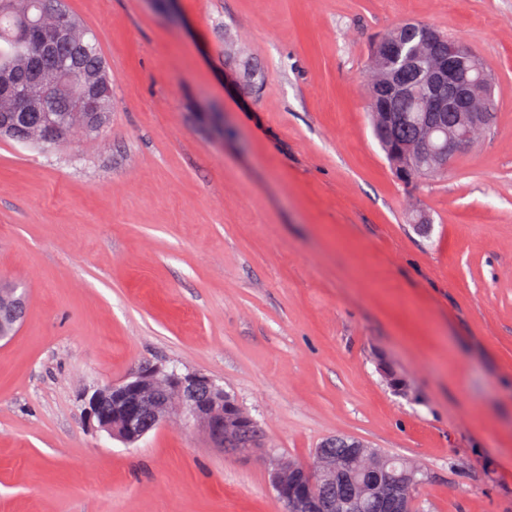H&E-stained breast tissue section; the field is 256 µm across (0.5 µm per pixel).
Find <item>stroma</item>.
I'll use <instances>...</instances> for the list:
<instances>
[{
    "mask_svg": "<svg viewBox=\"0 0 512 512\" xmlns=\"http://www.w3.org/2000/svg\"><path fill=\"white\" fill-rule=\"evenodd\" d=\"M67 7L112 73V121L0 140V284L27 298L0 340V512H282L260 457L180 417L133 446L86 423L84 395L143 362L224 385L275 454L354 436L425 467L421 512H512V0ZM407 20L474 50L495 115L446 177L406 185L362 83Z\"/></svg>",
    "mask_w": 512,
    "mask_h": 512,
    "instance_id": "obj_1",
    "label": "stroma"
}]
</instances>
